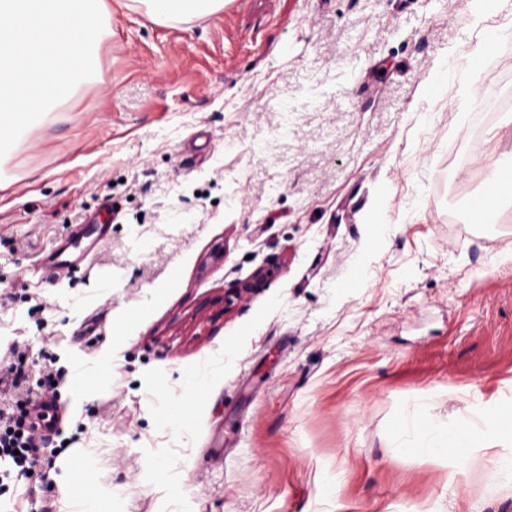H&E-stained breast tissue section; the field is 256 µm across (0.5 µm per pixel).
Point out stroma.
Returning <instances> with one entry per match:
<instances>
[{
  "mask_svg": "<svg viewBox=\"0 0 512 512\" xmlns=\"http://www.w3.org/2000/svg\"><path fill=\"white\" fill-rule=\"evenodd\" d=\"M105 4L100 76L0 158V376L19 353L35 387L110 356L90 399H59L118 512H512L486 472L512 440L453 482L391 449L403 418L512 415V205L470 220L512 153V0H224L163 23ZM88 224L108 227L95 257L38 272ZM164 400L194 411L163 422ZM68 481L57 457L0 512H83Z\"/></svg>",
  "mask_w": 512,
  "mask_h": 512,
  "instance_id": "1",
  "label": "stroma"
}]
</instances>
